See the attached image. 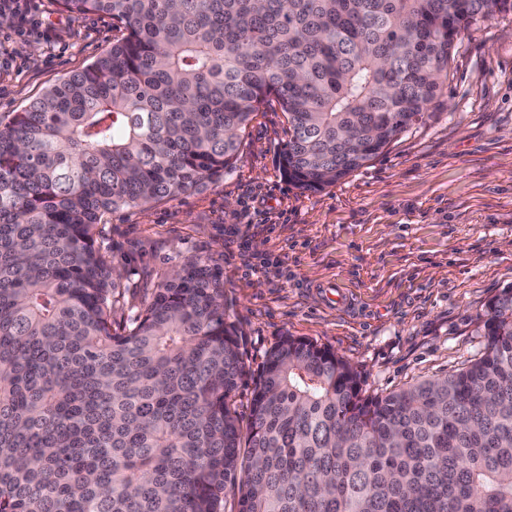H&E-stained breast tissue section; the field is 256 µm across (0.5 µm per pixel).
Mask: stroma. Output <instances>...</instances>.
Wrapping results in <instances>:
<instances>
[{
    "label": "stroma",
    "mask_w": 512,
    "mask_h": 512,
    "mask_svg": "<svg viewBox=\"0 0 512 512\" xmlns=\"http://www.w3.org/2000/svg\"><path fill=\"white\" fill-rule=\"evenodd\" d=\"M16 33L0 18V120L108 51L107 15L33 0ZM441 103L423 123L320 191L278 165L286 120L264 106L223 180L173 201L112 212L99 243L140 309L185 259L212 258L258 372L282 336L331 348L369 393L442 377L479 358V316L512 286V11L455 43Z\"/></svg>",
    "instance_id": "35a3bbf8"
}]
</instances>
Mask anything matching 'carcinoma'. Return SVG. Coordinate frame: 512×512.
<instances>
[{"label": "carcinoma", "mask_w": 512, "mask_h": 512, "mask_svg": "<svg viewBox=\"0 0 512 512\" xmlns=\"http://www.w3.org/2000/svg\"><path fill=\"white\" fill-rule=\"evenodd\" d=\"M122 37L0 124V512H512V287L482 355L371 395L285 335L257 375L191 259L125 313L107 216L224 179L260 106L301 191L421 123L455 40L512 0H56ZM252 380L247 426L236 396Z\"/></svg>", "instance_id": "1"}]
</instances>
